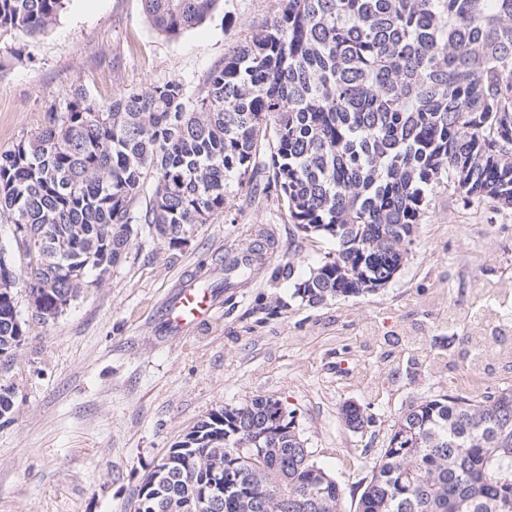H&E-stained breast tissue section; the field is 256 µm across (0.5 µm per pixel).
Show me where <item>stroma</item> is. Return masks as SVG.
<instances>
[{
    "label": "stroma",
    "instance_id": "obj_1",
    "mask_svg": "<svg viewBox=\"0 0 512 512\" xmlns=\"http://www.w3.org/2000/svg\"><path fill=\"white\" fill-rule=\"evenodd\" d=\"M273 0H218L198 27L178 37L149 24L141 0H68L56 25L30 36L0 31V56L20 50L0 72V152L65 111L82 88L107 101L172 79L196 95ZM277 247L242 288L223 289L226 248H244L257 227ZM332 240L289 224L276 199L234 193L224 216L202 225L169 253L146 226L103 281L53 322H31L14 358L0 359V384L13 412L0 419V512H134L154 466L214 410L256 396L292 411L313 459L345 488L342 512H356L373 459L410 405L456 392L470 364L448 338L476 307L478 283L512 285V210L464 203L437 187L407 261L378 291L315 307L293 299V283L271 282L287 255L314 266ZM208 289L216 316L172 332L166 307L183 287ZM421 328L431 368L414 366L411 347L395 363L365 352L364 338ZM362 407L369 422L346 426L342 408Z\"/></svg>",
    "mask_w": 512,
    "mask_h": 512
}]
</instances>
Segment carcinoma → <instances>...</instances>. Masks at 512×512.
<instances>
[{"mask_svg": "<svg viewBox=\"0 0 512 512\" xmlns=\"http://www.w3.org/2000/svg\"><path fill=\"white\" fill-rule=\"evenodd\" d=\"M65 2L0 0V30L44 33ZM142 2L156 31L177 37L218 0ZM444 183L467 204L512 209V0H274L194 99L178 79L109 101L76 88L67 112L0 154V211L35 253L0 269L11 283L0 287V358L27 339L18 287L34 298L31 318L53 321L89 272L100 281L127 254L134 225L178 250L224 215L232 184L274 195L301 233L336 241L303 277L294 256L272 271L314 307L398 272ZM262 264L260 248L225 252L223 287H244ZM502 335L465 325L452 342L472 360ZM342 414L354 430L368 422L354 404ZM294 419L263 396L209 414L186 434L192 447L155 466L174 473L161 489L146 478L135 512H154L158 489L177 512H211L220 478V512H340L345 490ZM511 460L512 390L427 397L393 425L358 512H512Z\"/></svg>", "mask_w": 512, "mask_h": 512, "instance_id": "obj_1", "label": "carcinoma"}]
</instances>
